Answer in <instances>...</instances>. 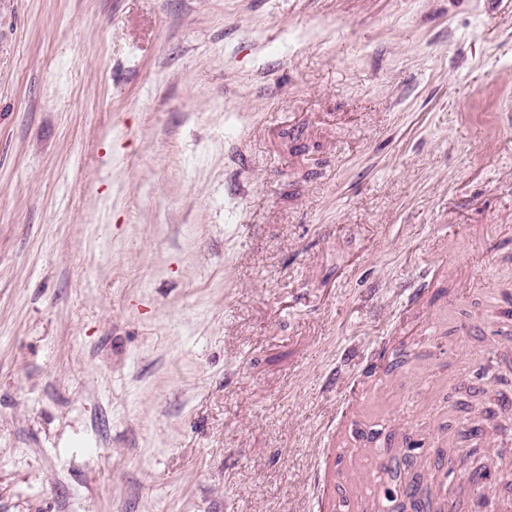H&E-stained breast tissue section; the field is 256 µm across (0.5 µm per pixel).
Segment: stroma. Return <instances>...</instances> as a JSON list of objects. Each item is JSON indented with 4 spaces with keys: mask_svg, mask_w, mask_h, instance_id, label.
Segmentation results:
<instances>
[{
    "mask_svg": "<svg viewBox=\"0 0 512 512\" xmlns=\"http://www.w3.org/2000/svg\"><path fill=\"white\" fill-rule=\"evenodd\" d=\"M511 307L512 0H0V512H314L396 353L512 512Z\"/></svg>",
    "mask_w": 512,
    "mask_h": 512,
    "instance_id": "obj_1",
    "label": "stroma"
}]
</instances>
